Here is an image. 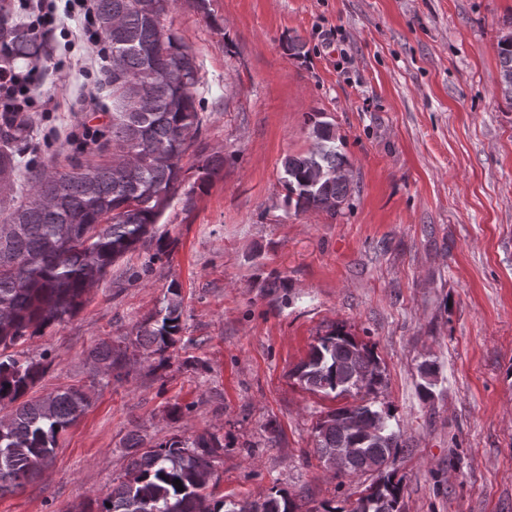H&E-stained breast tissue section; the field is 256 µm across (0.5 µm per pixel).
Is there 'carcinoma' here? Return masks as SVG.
Wrapping results in <instances>:
<instances>
[{"mask_svg": "<svg viewBox=\"0 0 512 512\" xmlns=\"http://www.w3.org/2000/svg\"><path fill=\"white\" fill-rule=\"evenodd\" d=\"M97 22L110 51L112 125L90 154L65 166L39 165L26 184V201L0 212V403L12 406L0 417V495L13 492L51 459L60 434L90 406L82 388L70 387L44 398L24 399L41 380L45 366L16 347L30 333L75 317L84 296L121 257L154 229L183 182L181 159L202 123L196 108L200 66L191 49L164 24L174 0H98ZM8 37L18 59L38 52L27 29L16 25ZM499 63L503 93L512 104V33L501 37ZM313 118V149L288 155L282 185L297 211L332 215L350 195L352 182L335 176L350 168L338 150L334 125ZM27 134L0 119V195L18 190L17 156ZM224 167L211 156L199 167L202 190ZM165 304L136 332L148 355H162L181 331L180 289H169ZM109 375L112 341L89 353ZM424 397L432 395L437 368H420ZM300 382L313 391L376 395L384 373L374 352L338 328L322 337L297 367ZM391 409L358 404L327 413L317 422L315 454L335 476L376 473L350 512H400L402 480L395 464L403 452L401 435L390 429ZM133 449L124 479L98 494L97 509L78 512H299V505L275 491L262 502L214 500L207 493L212 462L221 448L204 435L173 437L150 448L129 437ZM180 480L178 490L174 480Z\"/></svg>", "mask_w": 512, "mask_h": 512, "instance_id": "carcinoma-1", "label": "carcinoma"}]
</instances>
